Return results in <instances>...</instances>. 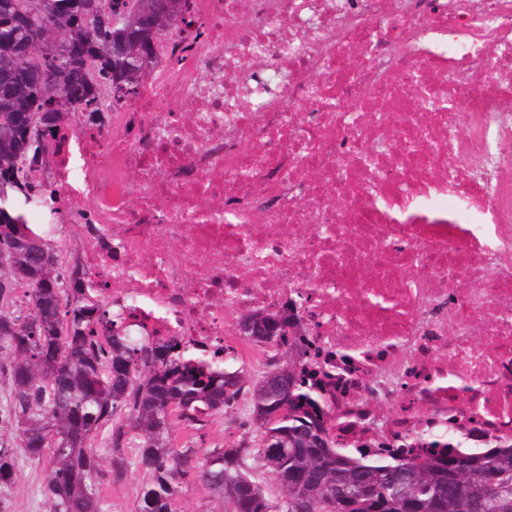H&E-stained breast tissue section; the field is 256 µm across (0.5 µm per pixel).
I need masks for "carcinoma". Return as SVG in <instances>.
I'll return each instance as SVG.
<instances>
[{
  "instance_id": "obj_1",
  "label": "carcinoma",
  "mask_w": 512,
  "mask_h": 512,
  "mask_svg": "<svg viewBox=\"0 0 512 512\" xmlns=\"http://www.w3.org/2000/svg\"><path fill=\"white\" fill-rule=\"evenodd\" d=\"M55 2L41 17L29 0H0V251L12 257L0 264V378L11 382L0 423L21 442L0 444V487L23 455L43 465L48 512H102L104 486L131 471L142 474L135 512H177L195 485L218 503L202 512H512V449L418 459L336 450L327 383L297 355V314L287 335L271 313L246 337L266 349L256 374L228 344L211 352L132 336L112 319L84 267L62 260L49 223L58 199L35 165L67 128L103 137L109 112L140 94L112 93L132 65L112 57V41L137 36L123 19L145 0H104V18L93 0ZM175 24L142 39L143 52L157 58ZM53 98L67 110L48 109ZM242 400L247 419L207 442L214 418ZM106 427L103 455L90 441Z\"/></svg>"
}]
</instances>
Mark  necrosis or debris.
Segmentation results:
<instances>
[{
	"label": "necrosis or debris",
	"instance_id": "4bbe7bcc",
	"mask_svg": "<svg viewBox=\"0 0 512 512\" xmlns=\"http://www.w3.org/2000/svg\"><path fill=\"white\" fill-rule=\"evenodd\" d=\"M158 56L49 178L130 335L286 306L340 452L512 443V0H192Z\"/></svg>",
	"mask_w": 512,
	"mask_h": 512
}]
</instances>
